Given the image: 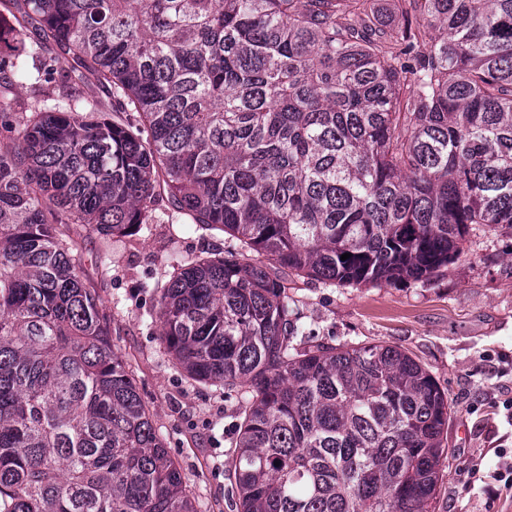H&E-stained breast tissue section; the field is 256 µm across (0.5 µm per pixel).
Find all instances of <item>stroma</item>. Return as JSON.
<instances>
[{
    "label": "stroma",
    "instance_id": "35a3bbf8",
    "mask_svg": "<svg viewBox=\"0 0 512 512\" xmlns=\"http://www.w3.org/2000/svg\"><path fill=\"white\" fill-rule=\"evenodd\" d=\"M156 220L132 236L103 237L64 225L86 282L110 314L112 346L125 360L154 425L179 464L200 512H237L227 469L243 407L220 384L176 367L161 339L158 299L174 266L232 246L218 231ZM290 308L304 335L292 343L398 347L433 375L452 414L449 469L436 512H512V489L495 474L512 466V229L474 226L466 257L430 280L339 288L288 279Z\"/></svg>",
    "mask_w": 512,
    "mask_h": 512
}]
</instances>
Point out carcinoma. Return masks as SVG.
<instances>
[{
  "label": "carcinoma",
  "mask_w": 512,
  "mask_h": 512,
  "mask_svg": "<svg viewBox=\"0 0 512 512\" xmlns=\"http://www.w3.org/2000/svg\"><path fill=\"white\" fill-rule=\"evenodd\" d=\"M376 2L0 0V512H197L58 228L133 234L162 193L238 241L158 317L249 394L240 512H435L445 391L397 347L296 350L279 271L423 282L512 228V0Z\"/></svg>",
  "instance_id": "obj_1"
}]
</instances>
